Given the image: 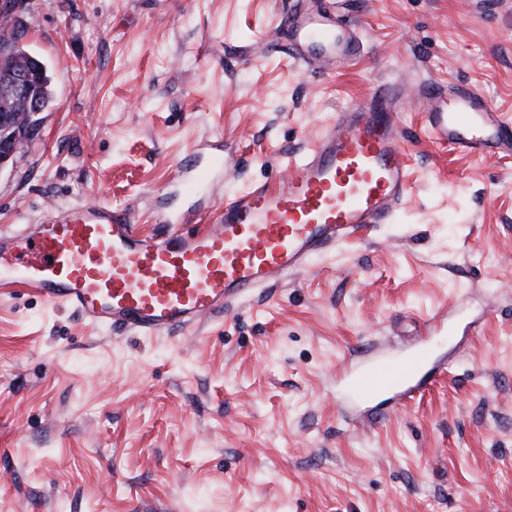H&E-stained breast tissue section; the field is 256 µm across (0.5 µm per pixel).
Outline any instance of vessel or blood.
<instances>
[{"instance_id": "1", "label": "vessel or blood", "mask_w": 512, "mask_h": 512, "mask_svg": "<svg viewBox=\"0 0 512 512\" xmlns=\"http://www.w3.org/2000/svg\"><path fill=\"white\" fill-rule=\"evenodd\" d=\"M297 2L284 23L301 61L360 56L353 30L314 0ZM403 101L402 87L385 86L366 106L340 110L286 177L225 196L214 218L198 207L170 215L164 232L144 233L133 209L96 203L0 230V295L26 291L97 329L160 337L199 327L389 220L409 185L395 121ZM424 131L464 156L512 154V115L469 85L433 96ZM226 162L222 152L194 156L175 182L190 199L218 195ZM441 372L422 345L399 361L375 358L351 389L381 416L414 401Z\"/></svg>"}]
</instances>
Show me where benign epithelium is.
Listing matches in <instances>:
<instances>
[{
  "label": "benign epithelium",
  "instance_id": "1",
  "mask_svg": "<svg viewBox=\"0 0 512 512\" xmlns=\"http://www.w3.org/2000/svg\"><path fill=\"white\" fill-rule=\"evenodd\" d=\"M32 71H20L0 81V171L7 168L23 149L32 126L25 118H34L40 108L30 96Z\"/></svg>",
  "mask_w": 512,
  "mask_h": 512
}]
</instances>
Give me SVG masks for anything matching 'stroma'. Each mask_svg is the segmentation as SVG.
<instances>
[{
  "label": "stroma",
  "mask_w": 512,
  "mask_h": 512,
  "mask_svg": "<svg viewBox=\"0 0 512 512\" xmlns=\"http://www.w3.org/2000/svg\"><path fill=\"white\" fill-rule=\"evenodd\" d=\"M328 2L364 51L311 70L277 36L291 0H24L54 100L0 171V229L101 202L164 231L200 144L244 190L388 82L409 91V187L388 223L180 335L0 297V512H512V155L431 143L416 93L470 85L512 113V0ZM435 313L452 335L427 337ZM425 340L445 373L353 422L352 376Z\"/></svg>",
  "instance_id": "stroma-1"
}]
</instances>
